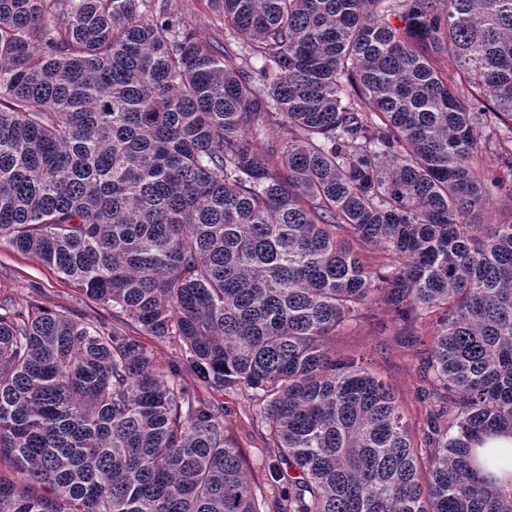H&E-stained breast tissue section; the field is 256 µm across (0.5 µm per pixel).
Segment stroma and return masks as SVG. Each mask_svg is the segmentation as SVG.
Segmentation results:
<instances>
[{"mask_svg": "<svg viewBox=\"0 0 512 512\" xmlns=\"http://www.w3.org/2000/svg\"><path fill=\"white\" fill-rule=\"evenodd\" d=\"M169 9L182 13L187 25L200 36L221 46L225 43L224 15L216 0H164ZM0 284L5 285L16 309L35 303L73 319L93 324H112V311L87 299L72 282L64 280L39 258L22 254L8 243H0ZM433 325L421 326L409 336L385 310L353 320L337 329L329 342L339 355L356 354L395 393L415 437L426 428L427 401L422 390L421 363L425 341ZM145 344L165 374L187 386L205 404L221 412L225 433L238 446L242 464L258 498L261 512H270L274 490L265 480L276 449L270 448L254 416L259 407L249 393L214 389L200 380L185 361L177 342L146 338Z\"/></svg>", "mask_w": 512, "mask_h": 512, "instance_id": "stroma-1", "label": "stroma"}]
</instances>
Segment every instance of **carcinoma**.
<instances>
[{
  "instance_id": "obj_1",
  "label": "carcinoma",
  "mask_w": 512,
  "mask_h": 512,
  "mask_svg": "<svg viewBox=\"0 0 512 512\" xmlns=\"http://www.w3.org/2000/svg\"><path fill=\"white\" fill-rule=\"evenodd\" d=\"M217 2L237 52L152 0H0V242L115 319L0 299V512H259L131 327L257 398L275 512H512L479 452L512 435V222L473 162L488 112L512 143V0ZM375 307L439 314L418 444L327 346Z\"/></svg>"
}]
</instances>
